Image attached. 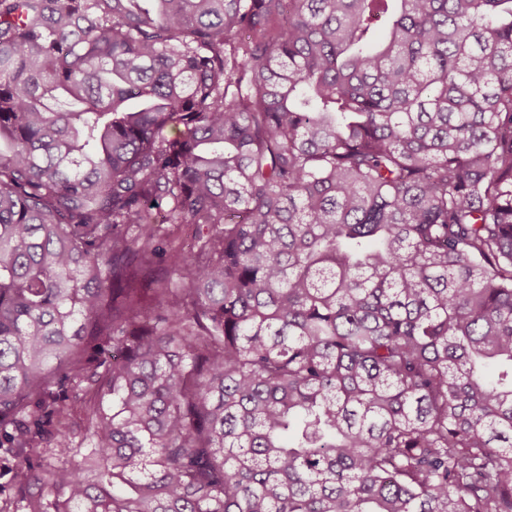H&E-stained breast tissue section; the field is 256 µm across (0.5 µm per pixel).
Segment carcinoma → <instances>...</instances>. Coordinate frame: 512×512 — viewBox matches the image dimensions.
<instances>
[{"label": "carcinoma", "mask_w": 512, "mask_h": 512, "mask_svg": "<svg viewBox=\"0 0 512 512\" xmlns=\"http://www.w3.org/2000/svg\"><path fill=\"white\" fill-rule=\"evenodd\" d=\"M0 450L13 512H512V0H0Z\"/></svg>", "instance_id": "carcinoma-1"}]
</instances>
